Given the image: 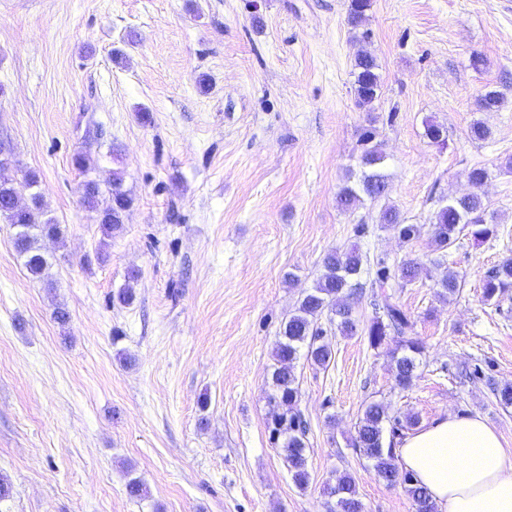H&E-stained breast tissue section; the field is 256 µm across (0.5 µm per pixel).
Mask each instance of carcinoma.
Returning a JSON list of instances; mask_svg holds the SVG:
<instances>
[{
    "label": "carcinoma",
    "instance_id": "1",
    "mask_svg": "<svg viewBox=\"0 0 512 512\" xmlns=\"http://www.w3.org/2000/svg\"><path fill=\"white\" fill-rule=\"evenodd\" d=\"M371 0H350L348 24L358 29L367 20ZM354 91L357 106L366 112L375 110L380 97V75L375 56L364 49L358 51L354 60ZM503 102L502 94L490 90L477 99L478 109L483 112L498 110ZM374 132L367 129L361 135L362 151L357 159L359 171L350 174V184L338 194V202L345 211H352L369 199L373 202L387 198L389 182L383 167L386 154L379 144L373 143ZM489 172L483 167H473L467 173L472 190L460 197L448 200L434 216L433 240L436 250L448 248L457 237L465 233L475 240L486 239L495 232V224L486 221L488 203L481 187ZM37 178L29 173L25 176L24 188L29 190V202H18L21 189L12 182L0 181V218L16 226L13 244L19 256L25 259L28 273L35 279L46 276L49 264L40 251L38 242L42 238H55L61 234L60 226L52 220H41V196L34 191ZM83 202L100 224L102 233L110 238L123 230L132 205V198L123 189V174L115 170L112 179L102 185L95 179L85 182ZM379 223L394 230L400 239L410 241L418 233L415 224H408L400 211L385 205L380 210ZM322 273L314 286L299 301L294 312L280 330L274 350V369L270 376L272 393L269 396L271 427L270 437L282 441L293 482L300 488L308 485L310 474L305 456V438L308 423L299 407V384L295 375V363L300 356L315 366L327 365L333 356L329 343L324 341V329L318 320L327 316L328 323L342 335L352 336L358 323L353 317L354 304L361 300L363 286L359 277L363 268V256L352 247L345 251L333 250L322 262ZM422 266L415 260L403 263L393 273L384 264H378L371 282L375 317L364 330L369 346L382 347L393 336L399 339L392 350L395 361V384L400 388L412 385L422 363L424 344L413 336V322L407 311L385 292L388 280L394 276L405 283L414 282ZM438 295L451 298L459 293L461 276L449 267L442 272L437 282ZM512 289V258H506L488 272L483 284V296L490 301L499 294ZM395 421L401 428L412 429L419 417L407 413L403 418L389 415V406L382 402L369 403L356 427L353 441L355 452L372 461L375 475L389 486L401 485L413 502L415 512H437L427 489L413 475L400 468L394 452V443L384 444V424ZM326 493L332 502L329 512H364L354 478L343 473L327 484Z\"/></svg>",
    "mask_w": 512,
    "mask_h": 512
}]
</instances>
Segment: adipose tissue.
<instances>
[{
  "mask_svg": "<svg viewBox=\"0 0 512 512\" xmlns=\"http://www.w3.org/2000/svg\"><path fill=\"white\" fill-rule=\"evenodd\" d=\"M395 453L438 512H512V449L481 416L437 419L404 437Z\"/></svg>",
  "mask_w": 512,
  "mask_h": 512,
  "instance_id": "adipose-tissue-1",
  "label": "adipose tissue"
}]
</instances>
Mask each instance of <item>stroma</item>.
Instances as JSON below:
<instances>
[{
	"mask_svg": "<svg viewBox=\"0 0 512 512\" xmlns=\"http://www.w3.org/2000/svg\"><path fill=\"white\" fill-rule=\"evenodd\" d=\"M350 0H0V179L34 173L61 236L33 279L0 219V512H327L350 473L365 512H414L352 441L366 405L427 425L477 414L512 448V292L487 273L512 257V0H372L366 43ZM380 65L374 111L354 96V58ZM488 90L499 111H479ZM444 126L431 142L426 120ZM491 130L469 138L474 121ZM375 128L390 192L418 236L378 222L382 204L340 210L338 192ZM95 164L87 174L77 153ZM495 234L435 251L433 217L472 167ZM121 170L133 199L104 238L83 182ZM423 266L387 291L425 344L418 378L394 381L387 350L326 335V367L299 360L310 481L297 487L268 429L267 380L282 323L331 250ZM106 261H97L99 249ZM464 276L444 300L442 267ZM137 272L129 280V272ZM132 287V304L113 302ZM70 314L52 318L55 305ZM133 365H124L122 355ZM140 479L148 495L130 499ZM512 289V258H506L488 272L483 284V296L487 301Z\"/></svg>",
	"mask_w": 512,
	"mask_h": 512,
	"instance_id": "1",
	"label": "stroma"
}]
</instances>
